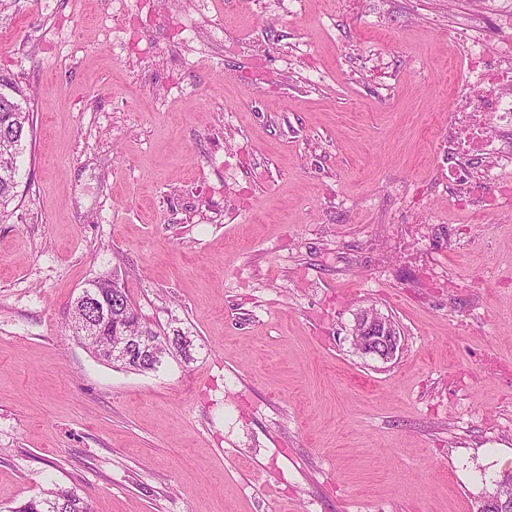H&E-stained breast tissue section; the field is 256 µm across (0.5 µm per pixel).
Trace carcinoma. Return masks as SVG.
<instances>
[{
    "label": "carcinoma",
    "mask_w": 512,
    "mask_h": 512,
    "mask_svg": "<svg viewBox=\"0 0 512 512\" xmlns=\"http://www.w3.org/2000/svg\"><path fill=\"white\" fill-rule=\"evenodd\" d=\"M0 215L17 197L19 168L17 159L21 154L22 141L30 132V113L22 110L21 103L15 97L18 93L11 78L0 75ZM85 291L98 295H112V310L106 316L95 317L94 309L74 301L69 313V330L81 343L86 344L85 336L96 332L99 336H121L123 329L141 327L154 336H166L174 348L184 355L189 351L181 345L179 337L185 332L176 328L165 331L155 329L141 320L131 304L126 289L112 288V279L96 277L83 286ZM12 512H90L87 502L75 490L66 488L49 489L40 497H33L14 508Z\"/></svg>",
    "instance_id": "carcinoma-1"
}]
</instances>
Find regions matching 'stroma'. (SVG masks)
Instances as JSON below:
<instances>
[{"label": "stroma", "mask_w": 512, "mask_h": 512, "mask_svg": "<svg viewBox=\"0 0 512 512\" xmlns=\"http://www.w3.org/2000/svg\"><path fill=\"white\" fill-rule=\"evenodd\" d=\"M478 0H9L0 512H476L512 471V206L448 187ZM116 276L155 372L66 330ZM401 332L362 357L356 313ZM29 132L30 113L22 110L15 96L0 91V219L5 208L18 197L17 159ZM354 346L363 357L393 361L400 350V332L394 321L375 308L361 310L353 328ZM87 502L75 490L49 489L43 496L33 497L12 512H90Z\"/></svg>", "instance_id": "1"}]
</instances>
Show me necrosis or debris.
Returning a JSON list of instances; mask_svg holds the SVG:
<instances>
[{
  "label": "necrosis or debris",
  "instance_id": "1",
  "mask_svg": "<svg viewBox=\"0 0 512 512\" xmlns=\"http://www.w3.org/2000/svg\"><path fill=\"white\" fill-rule=\"evenodd\" d=\"M467 74L455 86L465 108L448 129V186L459 202H478L487 211L512 202V182L496 175L474 180L473 166L494 158L512 169V42L489 56L478 41L467 47Z\"/></svg>",
  "mask_w": 512,
  "mask_h": 512
}]
</instances>
